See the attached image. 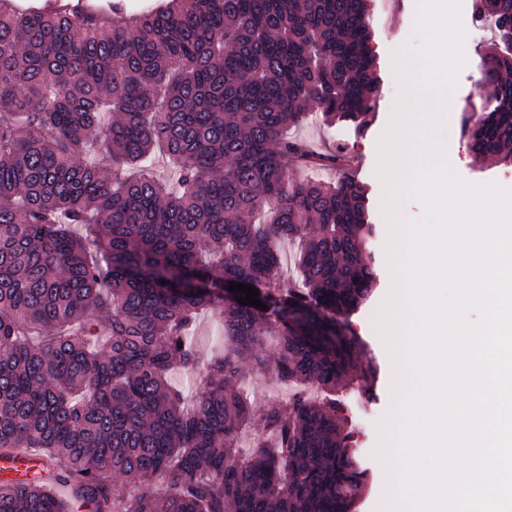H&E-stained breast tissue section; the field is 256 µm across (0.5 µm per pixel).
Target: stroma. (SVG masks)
<instances>
[{
  "label": "stroma",
  "instance_id": "35a3bbf8",
  "mask_svg": "<svg viewBox=\"0 0 512 512\" xmlns=\"http://www.w3.org/2000/svg\"><path fill=\"white\" fill-rule=\"evenodd\" d=\"M416 0H372V23L376 31L373 49L381 67L382 88L377 99L373 118L363 129L348 126L329 128L317 118H309L306 123L294 129L296 137L307 140L320 152H331L347 148L355 157L360 179L368 186L377 226V252H384L386 239L391 231V216L383 207L390 183L400 181L398 172H391L388 178L378 174L380 166L379 142L387 133L399 95L411 88L414 69L418 59L410 53L420 37L415 32ZM472 0H461V23L469 29V65L463 66L454 81L456 93L449 102L443 117L433 124L435 139L448 144V168L451 174L476 186L497 184L512 189V164L491 160H473L467 152L462 137V123L472 108L481 107L479 80L482 58L491 43L488 28L472 30ZM394 292L390 271L387 266L379 268V284L371 302L349 320V326L356 336L368 345L367 355L380 366L378 381L371 396L359 391L339 393L353 416L354 442L372 474L371 483L360 500L358 512H380L382 489L386 481V468L389 461L381 450L384 439L392 429V413L396 398L391 391V374L395 356L385 337L377 327V319L385 304ZM277 350L265 347L262 355L265 368H257L252 361L242 363L245 379L249 384L248 395L255 419H262L264 413L273 406H287L292 396L291 389L282 387L276 381L272 365Z\"/></svg>",
  "mask_w": 512,
  "mask_h": 512
}]
</instances>
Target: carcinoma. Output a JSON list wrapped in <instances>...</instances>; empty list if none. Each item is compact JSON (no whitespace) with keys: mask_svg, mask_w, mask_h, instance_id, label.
Here are the masks:
<instances>
[{"mask_svg":"<svg viewBox=\"0 0 512 512\" xmlns=\"http://www.w3.org/2000/svg\"><path fill=\"white\" fill-rule=\"evenodd\" d=\"M0 5V449L51 474L0 482V512H351L367 475L343 409L297 393L248 451L241 360L277 336L284 382L334 393L377 374L344 318L376 285L375 235L353 158L288 136L317 109L369 124L380 91L369 0H153L124 16ZM494 34L489 105L469 153L512 159V0H473ZM104 145L107 164L80 161ZM159 147L174 179L147 160ZM333 168L336 181L296 179ZM305 240L303 287L281 248ZM251 285L264 311L224 297ZM224 320L231 348L188 404L192 328ZM151 489L118 498L112 479Z\"/></svg>","mask_w":512,"mask_h":512,"instance_id":"obj_1","label":"carcinoma"}]
</instances>
